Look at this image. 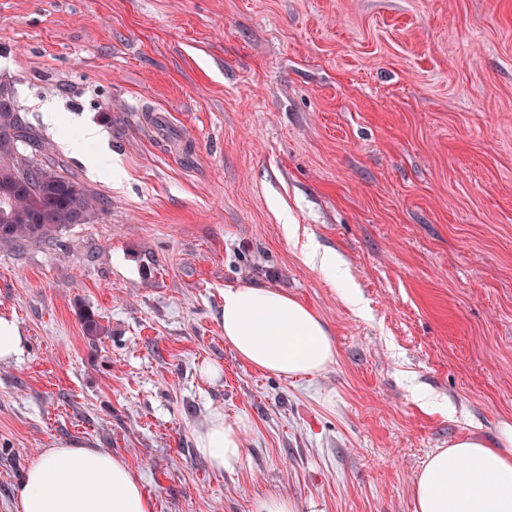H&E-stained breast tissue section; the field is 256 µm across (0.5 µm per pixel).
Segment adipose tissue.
Instances as JSON below:
<instances>
[{
	"label": "adipose tissue",
	"instance_id": "ef3b65f1",
	"mask_svg": "<svg viewBox=\"0 0 512 512\" xmlns=\"http://www.w3.org/2000/svg\"><path fill=\"white\" fill-rule=\"evenodd\" d=\"M224 340L245 363L278 375L323 371L336 346L319 316L288 294L257 286L225 289ZM242 423L208 413L195 449L218 472L242 458ZM415 512H512V420L494 441L464 437L430 453L418 476ZM18 512H153L129 465L90 444L57 441L42 449L15 489Z\"/></svg>",
	"mask_w": 512,
	"mask_h": 512
}]
</instances>
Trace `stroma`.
<instances>
[{
  "mask_svg": "<svg viewBox=\"0 0 512 512\" xmlns=\"http://www.w3.org/2000/svg\"><path fill=\"white\" fill-rule=\"evenodd\" d=\"M0 83L104 203L0 248L27 338L0 512L58 440L123 457L153 512H414L428 454L512 419V0H0ZM245 285L312 308L335 363L241 361L218 318ZM214 410L247 424L221 473L193 443Z\"/></svg>",
  "mask_w": 512,
  "mask_h": 512,
  "instance_id": "1",
  "label": "stroma"
}]
</instances>
